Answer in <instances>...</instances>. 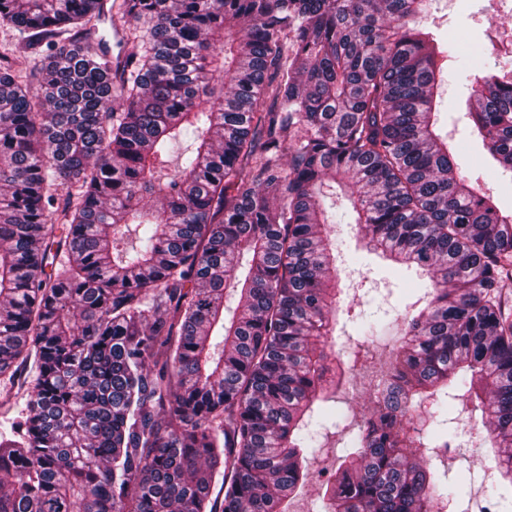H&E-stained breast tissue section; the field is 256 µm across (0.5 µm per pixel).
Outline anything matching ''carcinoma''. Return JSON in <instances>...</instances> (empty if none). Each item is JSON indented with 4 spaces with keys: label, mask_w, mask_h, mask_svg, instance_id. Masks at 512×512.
<instances>
[{
    "label": "carcinoma",
    "mask_w": 512,
    "mask_h": 512,
    "mask_svg": "<svg viewBox=\"0 0 512 512\" xmlns=\"http://www.w3.org/2000/svg\"><path fill=\"white\" fill-rule=\"evenodd\" d=\"M429 0H0L42 50L0 54V512H288L344 373L327 200L426 306L360 316L392 344L324 512H443L466 482L448 400L481 411L512 512V214L439 132ZM144 26L119 84L104 8ZM467 104L512 173V68ZM121 111L112 108V97ZM233 286L236 304L225 305Z\"/></svg>",
    "instance_id": "1"
}]
</instances>
